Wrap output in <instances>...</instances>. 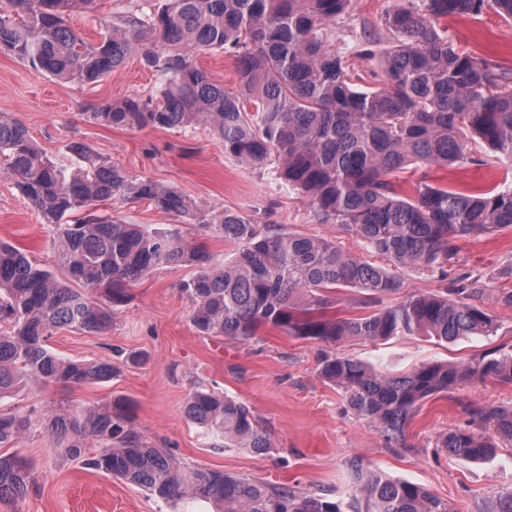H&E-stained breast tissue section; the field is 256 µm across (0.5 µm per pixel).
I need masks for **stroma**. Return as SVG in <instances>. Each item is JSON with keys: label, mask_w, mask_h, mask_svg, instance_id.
I'll return each instance as SVG.
<instances>
[{"label": "stroma", "mask_w": 512, "mask_h": 512, "mask_svg": "<svg viewBox=\"0 0 512 512\" xmlns=\"http://www.w3.org/2000/svg\"><path fill=\"white\" fill-rule=\"evenodd\" d=\"M144 0H99L94 11L76 14L75 28L95 41L113 17L142 6ZM395 0H351L343 25V51L359 86L375 87L380 71L374 59L355 54L364 28L380 29ZM458 51L490 59L512 71V19L485 8L475 19L440 21ZM162 78L130 57L98 85L65 84L30 63L0 53V113L21 122L42 150L68 164L64 146L83 138L101 156L129 176L175 186L207 211L232 210L261 224H279L299 236H321L344 252L391 267V260L360 239L337 232L314 218L305 202L277 178L272 168L243 166L224 153L222 141L208 131L146 127H101L85 121L91 104L126 96L156 95ZM505 166L485 148L471 163L423 169L414 165L394 175L403 195L417 182L463 190L502 181ZM0 240L26 251L32 261L53 269L57 258L51 239L20 191L0 176ZM512 263V227L489 236L459 241L449 277L480 275L489 292L512 289L500 271ZM193 270L187 266L155 271L132 285L129 302L118 307L112 327L91 335L60 329L48 345L80 360L108 359L110 381L56 388L28 384L0 408L20 413L50 411L69 404L100 406L116 398L133 405L141 437L179 460L273 486L322 491L351 501L345 466L356 457L392 478L421 485L451 506V512H487L498 497L512 493V450L501 449L484 463L448 456L435 445L438 437L467 423V404L512 406V386L474 381L423 402L406 432V445L388 447L377 428L348 409L343 392L320 379L316 361L323 350L315 340L262 328L248 343L199 333L189 322V303L180 285ZM498 329L491 336H467L443 343L426 336L387 341L352 340L336 352L368 362L385 372H404L423 362H464L492 349H512V307L487 300ZM131 353L141 364L128 363ZM224 392L247 405L272 434L274 446L256 454L242 448L213 449L200 428L186 420L184 405L194 388ZM0 454H15L31 465L27 496L1 501L0 512H168L165 503L138 486L96 473L62 457L46 435L27 436Z\"/></svg>", "instance_id": "1"}]
</instances>
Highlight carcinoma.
I'll return each mask as SVG.
<instances>
[{
  "label": "carcinoma",
  "mask_w": 512,
  "mask_h": 512,
  "mask_svg": "<svg viewBox=\"0 0 512 512\" xmlns=\"http://www.w3.org/2000/svg\"><path fill=\"white\" fill-rule=\"evenodd\" d=\"M96 0H0V52L55 79L98 84L135 55L166 82L157 98L105 100L84 112L99 126L196 129L224 142V153L251 168L276 166L316 220L356 236L395 267L432 273L449 285L383 305L401 290L398 275L344 253L325 238L296 236L279 224H256L232 210L206 212L180 190L132 178L82 138L65 145L72 168L48 158L18 121L0 116V174L12 179L53 235L65 271L59 279L23 249L0 241V399L26 382L80 386L112 379L109 360H74L50 349L57 329L100 334L112 309L127 302L128 285L165 267L188 265L182 283L188 320L200 333L250 342L263 326L329 346L353 339L434 336L455 341L489 336L496 320L484 305L481 278L448 280L457 242L512 227V182L464 191L421 184L403 197L388 176L410 164L461 166L469 142L512 162V72L457 52L436 26L441 18L478 17L488 5L512 19V0H396L382 32L361 36L356 54L376 59L378 87L361 90L338 48L336 24L350 0H157L149 10L116 16L88 42L70 15ZM222 51L234 57L239 88L213 81L193 57ZM146 201L178 217L149 230L95 214L96 203ZM184 225L236 246L228 262L182 235ZM367 314L327 315L337 291ZM317 375L340 388L357 417L375 424L390 446L423 402L470 381L512 385V352L454 365L426 362L390 374L332 352ZM469 425L440 437L452 456L483 461L512 449V407L470 405ZM185 417L203 429L208 447L235 445L255 453L273 447L268 428L243 403L194 389ZM41 431L65 457L142 487L177 509L191 500L215 512H343L322 492L270 486L220 470L189 467L142 440L131 405H71L26 414L0 410V447ZM93 441L99 451L86 455ZM358 512H450L422 486L347 463ZM29 466L0 455V501L29 490Z\"/></svg>",
  "instance_id": "obj_1"
}]
</instances>
